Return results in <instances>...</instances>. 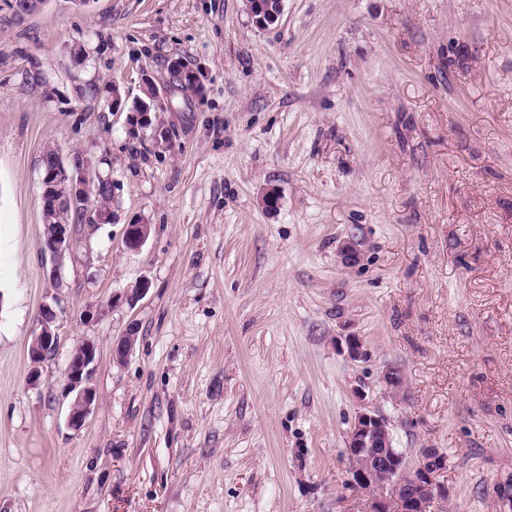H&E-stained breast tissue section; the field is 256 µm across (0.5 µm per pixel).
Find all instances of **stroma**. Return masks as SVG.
<instances>
[{"instance_id":"1","label":"stroma","mask_w":512,"mask_h":512,"mask_svg":"<svg viewBox=\"0 0 512 512\" xmlns=\"http://www.w3.org/2000/svg\"><path fill=\"white\" fill-rule=\"evenodd\" d=\"M174 60L200 94L171 88ZM149 78L162 106L131 126ZM49 146L114 187L111 222L73 224L57 263ZM45 304L58 345L34 386ZM84 340L76 432L62 381ZM363 403L410 464L446 454L430 512H512V0H285L265 29L245 0H45L0 26V512H358ZM151 227L149 224L135 223L125 226L123 243L127 250L137 251L149 237ZM99 348L91 341H83L71 351L64 374V392L72 395L67 413L68 427L80 431L96 405L97 393L90 378L99 360Z\"/></svg>"}]
</instances>
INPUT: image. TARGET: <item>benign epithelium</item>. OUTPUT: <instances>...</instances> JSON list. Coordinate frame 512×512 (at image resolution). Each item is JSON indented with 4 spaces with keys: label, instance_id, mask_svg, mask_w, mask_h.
<instances>
[{
    "label": "benign epithelium",
    "instance_id": "benign-epithelium-1",
    "mask_svg": "<svg viewBox=\"0 0 512 512\" xmlns=\"http://www.w3.org/2000/svg\"><path fill=\"white\" fill-rule=\"evenodd\" d=\"M172 79L179 86H201V72L184 69L178 62L170 66ZM88 177L83 168L66 162L59 155L42 170V209L60 207L80 209L86 206L89 196ZM151 225L135 223L125 226L123 243L127 250L137 251L146 242ZM72 245L68 224H52L43 234L42 250L53 260L59 261ZM57 313L49 305H42L37 320V331L28 346L31 364L29 380L36 385L41 379V367L58 338L55 332ZM340 349L353 361L367 358L363 339L355 334L339 338ZM99 348L91 341H84L71 351L64 374V392L72 396L68 407L67 424L73 431L84 426L96 405L97 393L90 385V378L99 360ZM381 378L388 390L395 393L403 386L401 372L394 368L382 371ZM345 455L352 462L351 485L362 496L361 512H428L429 506L444 501L448 486L439 481L447 467V456L434 448L428 457L407 477L408 463L404 454L393 447L389 421L381 414L361 407L356 412L345 442Z\"/></svg>",
    "mask_w": 512,
    "mask_h": 512
}]
</instances>
